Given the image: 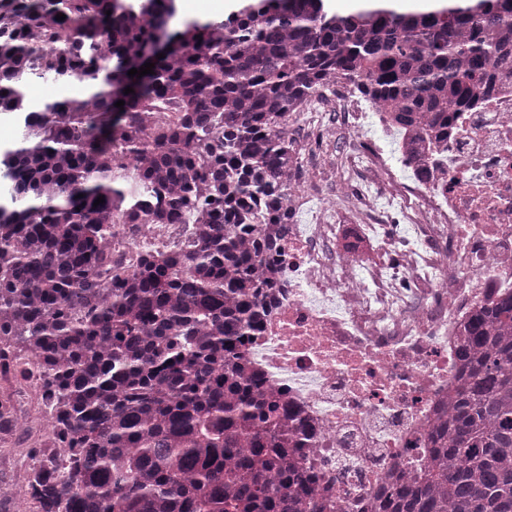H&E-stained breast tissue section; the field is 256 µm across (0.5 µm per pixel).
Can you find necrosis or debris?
<instances>
[{"instance_id":"4bbe7bcc","label":"necrosis or debris","mask_w":512,"mask_h":512,"mask_svg":"<svg viewBox=\"0 0 512 512\" xmlns=\"http://www.w3.org/2000/svg\"><path fill=\"white\" fill-rule=\"evenodd\" d=\"M336 109L328 135L373 143L349 161L365 186L350 206L361 235L386 201L404 208L408 233L385 232L377 253L345 252L328 221L335 195L291 182L292 209L311 196L319 208L312 221L289 225L276 304L241 354L305 430L299 457L317 476L324 512H371L392 479L422 468L448 416L469 324L512 295V72H500L493 93L460 113L438 144L348 99ZM387 136L401 155H428L427 172L400 176L378 145ZM184 236L180 224H114L112 270L131 272L145 247Z\"/></svg>"}]
</instances>
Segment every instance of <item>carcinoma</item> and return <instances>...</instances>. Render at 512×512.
<instances>
[{"label": "carcinoma", "instance_id": "1", "mask_svg": "<svg viewBox=\"0 0 512 512\" xmlns=\"http://www.w3.org/2000/svg\"><path fill=\"white\" fill-rule=\"evenodd\" d=\"M172 2L0 0V112L22 124L0 157V366L35 391L52 439L27 453L43 459L29 512H322L288 403L240 354L292 221L283 127L339 77L400 128L448 138L512 68V0L347 15L252 0L183 23L154 73L128 76ZM76 74L91 93L28 109L27 79ZM156 105L177 116L145 125ZM117 219L195 231L120 277ZM460 362L425 467L378 512H512V297L473 323Z\"/></svg>", "mask_w": 512, "mask_h": 512}]
</instances>
